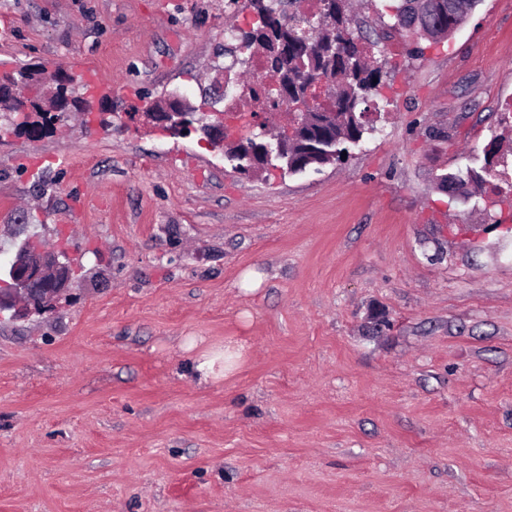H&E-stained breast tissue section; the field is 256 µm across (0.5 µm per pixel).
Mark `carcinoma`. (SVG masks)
Here are the masks:
<instances>
[{"mask_svg": "<svg viewBox=\"0 0 512 512\" xmlns=\"http://www.w3.org/2000/svg\"><path fill=\"white\" fill-rule=\"evenodd\" d=\"M248 0L255 21L237 39L262 51L257 60L271 83L288 92L282 104L290 112H334L336 134L313 127L302 132L303 144L288 152L290 173H301L326 158L320 150L359 142L370 131L364 120L368 96L379 87L382 63L373 41L353 29L349 0ZM480 0H398L394 23L383 33L400 31L436 40L465 23Z\"/></svg>", "mask_w": 512, "mask_h": 512, "instance_id": "carcinoma-1", "label": "carcinoma"}]
</instances>
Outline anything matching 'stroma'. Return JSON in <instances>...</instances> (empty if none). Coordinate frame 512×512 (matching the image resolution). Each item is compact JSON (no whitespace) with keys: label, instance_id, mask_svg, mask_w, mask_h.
Wrapping results in <instances>:
<instances>
[{"label":"stroma","instance_id":"35a3bbf8","mask_svg":"<svg viewBox=\"0 0 512 512\" xmlns=\"http://www.w3.org/2000/svg\"><path fill=\"white\" fill-rule=\"evenodd\" d=\"M253 19L0 0L1 69L86 58L114 87L41 137L0 129V265L34 234L71 268L53 312L0 313V512H512V197L438 187L512 113V0L381 43L372 132L258 177L137 116L173 90L215 111L248 56L224 31Z\"/></svg>","mask_w":512,"mask_h":512}]
</instances>
